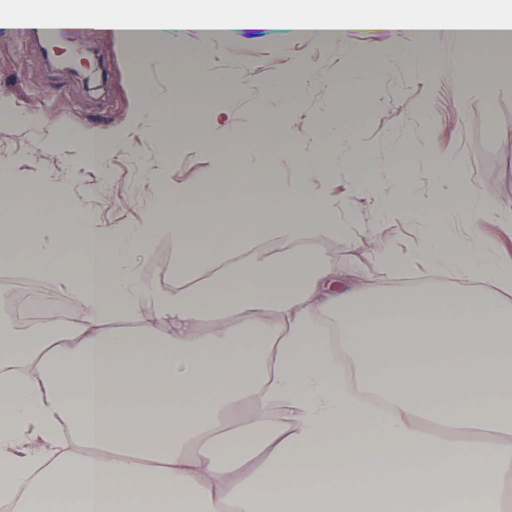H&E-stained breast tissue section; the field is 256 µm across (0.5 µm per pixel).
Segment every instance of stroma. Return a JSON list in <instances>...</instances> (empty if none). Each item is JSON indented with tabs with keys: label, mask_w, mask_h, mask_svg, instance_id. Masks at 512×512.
Wrapping results in <instances>:
<instances>
[{
	"label": "stroma",
	"mask_w": 512,
	"mask_h": 512,
	"mask_svg": "<svg viewBox=\"0 0 512 512\" xmlns=\"http://www.w3.org/2000/svg\"><path fill=\"white\" fill-rule=\"evenodd\" d=\"M30 20L0 4V156L14 158L20 178H57L58 208L37 216V223L65 222L75 197L96 223L112 226L148 223L161 193L173 206L223 209L221 197L191 195L202 173L225 170L239 148L222 128L200 122L178 137L165 161L157 159L161 144L153 126L186 110L200 118L231 113L236 127L264 140L262 159L281 192L263 199V206L318 204L334 223L381 225L384 236L410 256L396 271L375 264L373 243L364 235L353 251L326 241L320 248L337 270L387 291L459 284L421 259L424 227L438 221L426 204L438 193L440 168L462 165L487 195L512 204V74L500 68L464 82L469 60L447 38L409 46L399 30L351 19L341 38L319 43L296 39L277 24L240 20L229 22L223 39L205 44L194 32L171 28L160 46L138 53L117 39L85 41L77 50L63 42L59 54H76V62L49 65L35 47ZM381 58L386 66L376 67ZM191 65L232 72L222 89L172 98L171 75ZM311 74L320 82H308ZM59 75L65 94L56 98L51 88ZM346 80L365 84L366 96L346 91ZM273 88L287 103L267 112L263 104ZM339 118L366 145L365 163L301 172L300 146L315 144ZM64 129L106 145L105 172L60 173L72 145L52 154L41 145ZM401 141L407 153H396ZM395 169L407 179L411 198L405 206L394 202L396 184L386 177ZM372 172L383 174V181L356 191L355 182Z\"/></svg>",
	"instance_id": "1"
}]
</instances>
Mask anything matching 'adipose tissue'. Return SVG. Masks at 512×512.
Instances as JSON below:
<instances>
[{"label":"adipose tissue","mask_w":512,"mask_h":512,"mask_svg":"<svg viewBox=\"0 0 512 512\" xmlns=\"http://www.w3.org/2000/svg\"><path fill=\"white\" fill-rule=\"evenodd\" d=\"M176 12L179 25H221L224 12L199 0H122L131 26ZM455 42L497 17L480 0H453ZM256 143L195 194L218 192L224 220L200 224L189 207L114 229L94 223L80 200L68 224L29 214L58 204L55 179L21 181L0 157V261L20 260L34 286L50 282L74 319L13 332L0 321V502L13 512H492L512 485V269L478 227H448L500 206L458 168L442 182L466 204L441 203L428 225L427 263L449 267L460 288L386 291L350 285L304 243L353 248L345 224L304 220L295 205L275 224L249 223L237 179L267 194L271 170L254 166ZM164 238L184 254L176 285L142 280L137 260ZM280 243L264 262L259 243ZM471 261L461 262L460 252ZM223 267L220 277L208 269ZM193 287H181L189 272ZM331 318L342 354L356 356L357 387L392 408L376 418L352 398L311 318ZM248 420L225 430L237 406ZM287 407L292 423L270 416ZM451 436H444V429ZM495 429L499 440L483 439ZM357 474L354 482L344 481Z\"/></svg>","instance_id":"adipose-tissue-1"}]
</instances>
